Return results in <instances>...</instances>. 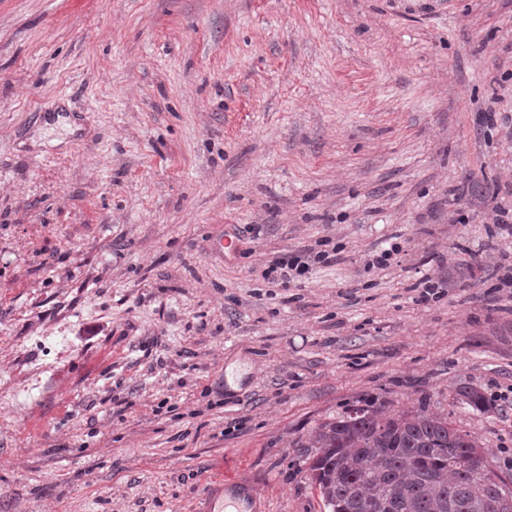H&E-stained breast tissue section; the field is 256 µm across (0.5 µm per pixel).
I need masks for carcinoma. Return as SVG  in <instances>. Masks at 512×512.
<instances>
[{"mask_svg":"<svg viewBox=\"0 0 512 512\" xmlns=\"http://www.w3.org/2000/svg\"><path fill=\"white\" fill-rule=\"evenodd\" d=\"M314 443L310 471L331 512H512V491L489 464L465 465L470 435L424 409L354 408L323 423Z\"/></svg>","mask_w":512,"mask_h":512,"instance_id":"cac0c4a2","label":"carcinoma"}]
</instances>
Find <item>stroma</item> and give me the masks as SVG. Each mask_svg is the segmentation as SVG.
<instances>
[{"label": "stroma", "instance_id": "35a3bbf8", "mask_svg": "<svg viewBox=\"0 0 512 512\" xmlns=\"http://www.w3.org/2000/svg\"><path fill=\"white\" fill-rule=\"evenodd\" d=\"M496 206L512 0H0V512H197L241 477L330 512L311 443L359 406L512 477V399L457 394L512 392ZM314 253V254H313ZM312 254V255H311ZM336 250L311 251L310 254L302 251L288 257H277L263 270L262 275L266 279H273L280 284H290L301 280L309 271L310 261L316 263H330L336 260Z\"/></svg>", "mask_w": 512, "mask_h": 512}]
</instances>
